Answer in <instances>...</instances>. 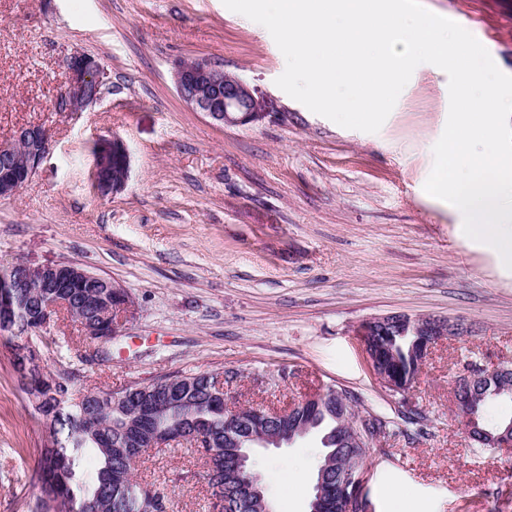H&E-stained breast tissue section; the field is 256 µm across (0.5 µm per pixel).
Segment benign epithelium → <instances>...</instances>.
<instances>
[{
    "mask_svg": "<svg viewBox=\"0 0 512 512\" xmlns=\"http://www.w3.org/2000/svg\"><path fill=\"white\" fill-rule=\"evenodd\" d=\"M65 66L67 82L58 96L59 107L68 112H81L97 104L103 95V67L98 59L76 51L66 58ZM174 84L177 95L185 104L203 113L217 126L254 123L266 116L262 102L243 79L207 60L177 64L174 68ZM110 142L105 160L93 171L94 190L103 197L122 192L128 179L126 174L113 178L107 174V170L114 165L124 168L126 172L130 170L131 159L127 144L117 136L112 137ZM51 149L48 132L40 125L21 126L15 130L11 141L0 142V160L7 162V166L0 169V198L15 196L34 176ZM76 280L94 281L101 288L122 292L121 287L111 280L73 263L43 267H31L20 261L1 263L0 282L11 288V292L0 297V335H10L21 315L19 301L28 296L32 288L42 291V326H49L56 313L68 306V301L59 297L60 289ZM133 314V305L129 303H106L102 315L104 323L92 330L98 336L97 342H107L123 335L124 326ZM396 321L403 325L400 335L414 336L410 355L418 365L439 341L457 339L471 333L470 326L447 318L391 314L364 320L356 335L359 336L367 362L384 387L396 393L407 391L409 381L390 367L391 355L377 340ZM24 343L21 337L12 339L11 355L18 373L27 377L31 363L27 351L23 349ZM227 413L242 423L255 422L262 416L261 408L254 406H234ZM292 441V433L286 429L276 433L260 430L244 436L238 425H224V447L234 449V469L245 475L247 495L260 498L262 512H270V508L263 501L260 476L250 472V456L256 448H279Z\"/></svg>",
    "mask_w": 512,
    "mask_h": 512,
    "instance_id": "obj_1",
    "label": "benign epithelium"
}]
</instances>
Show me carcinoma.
I'll return each instance as SVG.
<instances>
[{
  "label": "carcinoma",
  "instance_id": "obj_1",
  "mask_svg": "<svg viewBox=\"0 0 512 512\" xmlns=\"http://www.w3.org/2000/svg\"><path fill=\"white\" fill-rule=\"evenodd\" d=\"M72 305L81 308L84 321L89 325L101 323L95 295L99 288L72 284L63 289ZM40 297L29 296L22 303L23 328L29 334L28 345L40 350L39 343L45 340L40 335L42 312ZM382 343L393 350L398 358L403 375L413 377L417 368L409 356V337L391 333L381 337ZM53 380L34 394V409L42 420L53 426V438L41 448V457L35 470L33 488L37 490V507L40 512H167L157 507L156 501H168V494L158 488L138 482L135 472L129 470L126 458L139 451L136 443L154 428L147 423H128L141 404V396L133 392V385L122 389L97 390L99 399H80L77 382L80 372L74 368H63L50 373ZM181 375L163 377L165 383L176 384L175 390L195 400L201 406L203 424L209 426L208 437L215 447L202 454L207 458V484L210 496L221 495L228 503L226 512H253L251 505L240 496L244 477L234 473L232 460L224 458L225 408L220 397L213 395L215 376L212 373L188 374L191 386L178 384ZM503 378L494 374L479 385L477 395L480 402L472 435L481 431L503 428L512 423L492 421L487 417L490 406L512 402V392H499ZM345 402L344 415L337 413V401L330 398L321 403L319 409L297 408L294 419L301 420L312 430L321 432L324 454L320 465L326 464V454L337 451L339 464L325 477V512H343L339 495L352 484L355 470L352 460H366V449L349 448L343 437V426L348 420L359 416V398L342 388ZM120 396L119 406H114V396ZM91 460L96 467V476L87 482L80 470L81 464Z\"/></svg>",
  "mask_w": 512,
  "mask_h": 512
}]
</instances>
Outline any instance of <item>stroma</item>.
Segmentation results:
<instances>
[{
    "label": "stroma",
    "instance_id": "obj_1",
    "mask_svg": "<svg viewBox=\"0 0 512 512\" xmlns=\"http://www.w3.org/2000/svg\"><path fill=\"white\" fill-rule=\"evenodd\" d=\"M470 32L512 75V0H421ZM99 58L102 99L56 107L64 61ZM206 58L263 98L259 122L219 127L177 95L174 65ZM284 56L262 25L222 0H0V142L45 127L53 150L0 199V261L74 262L119 284L136 316L109 366L80 384L116 390L199 372L224 377L228 402L284 410L335 385L385 417L366 457L368 512H386L391 479L419 512H512V453L476 447L454 382L512 363V272L462 235L450 204L424 190L445 127L448 76L422 64L378 132L315 114L276 84ZM121 137L124 191L91 187L94 143ZM461 320L404 393L384 388L356 329L370 317ZM44 427L0 346V512H36L32 476ZM311 433L260 448L251 466L273 512H309L289 468L318 457ZM193 448L152 450L138 479L167 482L171 512H213Z\"/></svg>",
    "mask_w": 512,
    "mask_h": 512
}]
</instances>
